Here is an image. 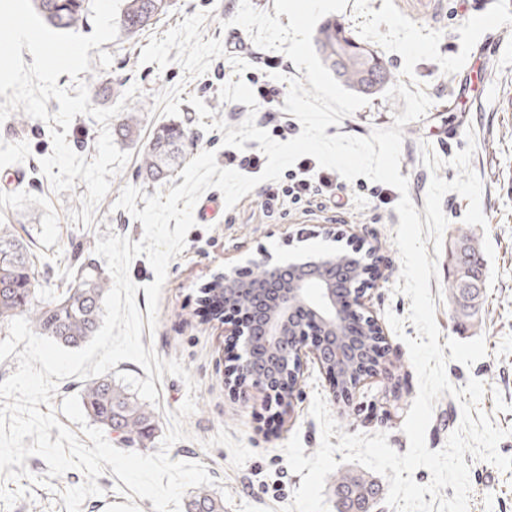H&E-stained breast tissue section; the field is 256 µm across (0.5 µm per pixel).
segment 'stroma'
<instances>
[{"instance_id": "35a3bbf8", "label": "stroma", "mask_w": 512, "mask_h": 512, "mask_svg": "<svg viewBox=\"0 0 512 512\" xmlns=\"http://www.w3.org/2000/svg\"><path fill=\"white\" fill-rule=\"evenodd\" d=\"M394 3L418 25L441 32L439 51L446 57L461 50L458 27L487 10L484 0ZM238 5L239 0H170L167 13L147 34L134 40L121 34L114 41L90 49L92 69L106 77L105 82L89 90L92 106H113L126 87L140 88L132 99L139 118L138 130L133 138L115 141L130 159L112 177L110 191L96 205L90 224H75L69 218L70 210L80 209L86 184L80 181L73 190L58 193L41 171V159L53 148L49 125L34 118L22 124L14 114L0 123V224L9 225L28 243L44 296L53 297L68 288L78 267L106 273L105 259L94 251L97 239L112 234L133 242L142 238L141 222L114 207L124 187L135 186L152 196L182 184V177L175 174L161 180L147 178L140 167L141 152L160 125L180 124L193 131L195 141L187 150L188 156L212 150L221 167L247 176L264 170L266 157L257 141L246 142L241 150L223 146L220 132L200 128L189 97L200 98L217 118L232 126L254 115L257 127L279 142L300 133V122L283 110L288 93L286 80L298 76L299 71L283 52L258 48L245 29L231 25ZM198 12L208 15L202 27L204 38L222 40L226 51L225 56L212 60L205 74L185 75L175 62L162 69L154 63H141L142 49L150 37L163 36L170 27ZM486 37L491 49H472L453 77H446L432 61L415 66L414 83L429 95L432 105L425 117L403 128L400 174L408 179L409 195L417 211H424L432 176L448 181L456 177V169L447 161L466 148L465 129L473 127L471 168L483 184L481 207L486 217L485 226L471 229L486 260L485 300L478 317L462 325L454 316L448 300L447 251L438 254V276L430 280L429 286L442 338L485 339L486 357L469 368L448 361L446 373L458 388L472 377L484 383L486 392L478 409L488 415L493 426L505 430L498 451L512 457V26L487 31ZM235 57L250 64L243 75L234 71L231 60ZM238 76L252 88L257 110L220 101L221 86ZM404 109L401 97L389 100L379 93L370 96L367 106L344 117L339 125L327 127L326 133L367 137L373 130L393 125L395 116ZM427 148L446 162L438 173H431L422 163ZM326 175L332 183L321 186V193L291 194L290 188L298 180L320 186V177ZM399 199L398 190L390 185L363 176L347 181L338 173H327L314 158L304 156L285 169L280 180L260 183L234 208H226L221 192L215 189L204 192L197 202L193 211L196 225L187 234L184 251L168 268L156 329L143 334L141 342L162 358L181 360L198 385L197 409L184 421L189 436L171 447L170 458L203 464L214 480L211 492L224 501V512H238L244 503L272 507L277 512L291 502L302 477L289 468L283 447L296 434L306 454L317 450L321 430L310 407L318 393L345 433L383 432L395 451L406 453L408 439L403 424L416 397L418 381L406 345L391 333L387 336L389 373L366 379L344 402L333 395L319 365L307 360L292 412L289 417H279L278 407L268 404L263 392L252 388L236 392L227 385L230 361L224 324L200 313V288L215 274L245 267L248 258L260 251L283 261L332 247V240L322 235L324 225L332 224L365 245L378 246L384 275L368 291L369 307L378 320H385L390 312L406 320L411 300L394 290L401 271L394 244L400 222L395 210ZM155 389L154 432L150 439L133 447L141 454L159 451L171 414L188 394L184 382L170 375L156 383ZM461 419L459 402L447 394L440 397L426 432L429 450L444 448ZM464 460L470 466V512H512V471H501L469 454ZM26 465L36 481L28 486L29 498L19 501L13 512H66L59 493L82 484L84 474L69 470L53 478L47 487L40 483L48 470L43 458L29 457ZM97 483L101 495L87 498L80 512H153L151 500L135 496L111 469H104Z\"/></svg>"}]
</instances>
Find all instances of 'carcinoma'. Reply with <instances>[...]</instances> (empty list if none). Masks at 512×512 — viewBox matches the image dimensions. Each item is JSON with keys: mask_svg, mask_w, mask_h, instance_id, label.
I'll return each instance as SVG.
<instances>
[{"mask_svg": "<svg viewBox=\"0 0 512 512\" xmlns=\"http://www.w3.org/2000/svg\"><path fill=\"white\" fill-rule=\"evenodd\" d=\"M44 23L68 32L83 24L91 0H32ZM119 28L134 39L164 15L169 0H122ZM314 44L323 64L345 85L361 95H373L394 82L392 71L378 63L380 55L355 39L336 20L320 25ZM128 115L116 129L121 137L134 133L137 118L133 104H126ZM192 139L187 128L163 126L142 153V168L151 178H159L178 164ZM452 247L463 250V259L450 264L448 295L457 316L473 319L484 300L485 258L478 240L464 228L457 229ZM38 281L29 246L13 232L0 229V322L25 316L34 332L68 348H80L99 330L103 302L109 284L100 274L85 269L71 282L64 294L35 301ZM224 277L214 279L203 290L204 300L224 303ZM81 401L92 420L124 442L142 441L155 427L150 406L109 376L87 381ZM343 512H370L375 483L363 474L345 472L336 479ZM186 512H224V501L201 488L186 503Z\"/></svg>", "mask_w": 512, "mask_h": 512, "instance_id": "cac0c4a2", "label": "carcinoma"}]
</instances>
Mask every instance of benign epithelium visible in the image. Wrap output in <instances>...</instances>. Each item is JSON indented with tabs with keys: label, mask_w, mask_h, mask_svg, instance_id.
Returning a JSON list of instances; mask_svg holds the SVG:
<instances>
[{
	"label": "benign epithelium",
	"mask_w": 512,
	"mask_h": 512,
	"mask_svg": "<svg viewBox=\"0 0 512 512\" xmlns=\"http://www.w3.org/2000/svg\"><path fill=\"white\" fill-rule=\"evenodd\" d=\"M378 262L376 247L366 248L361 243L351 248L339 266L336 259L319 254L273 263L262 251L260 258L249 260V264L266 269L261 280L224 275V288L251 302L248 314L241 315L238 305L224 301L226 320L233 326L232 334L241 348L230 381L232 388L258 389L288 414L309 356L329 376L333 394L340 397L352 395L366 378L387 372L388 363L382 355L386 336L378 320L368 314V296L363 288L365 272L375 271ZM361 319L379 336V345L372 361L347 381L339 372L347 359L358 354L357 323ZM261 345L282 351L283 365L292 363L295 370L280 373L264 365L261 373H248L256 347Z\"/></svg>",
	"instance_id": "7a95c632"
}]
</instances>
